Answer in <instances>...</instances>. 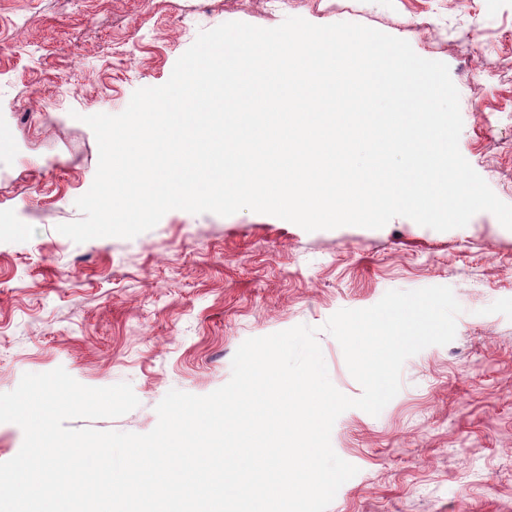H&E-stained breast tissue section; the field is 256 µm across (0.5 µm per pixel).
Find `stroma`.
I'll list each match as a JSON object with an SVG mask.
<instances>
[{
    "label": "stroma",
    "mask_w": 512,
    "mask_h": 512,
    "mask_svg": "<svg viewBox=\"0 0 512 512\" xmlns=\"http://www.w3.org/2000/svg\"><path fill=\"white\" fill-rule=\"evenodd\" d=\"M289 16L365 25L447 64L459 150L512 204V0H0V393L58 367L89 387L127 382L137 408L69 426L144 434L169 390L209 394L246 339L304 324L356 398L329 317L447 286L454 340L408 358L379 415L336 420L332 447L358 472L328 512H512V230L492 213L445 232L401 216L308 232L250 210H172L131 239L57 230L80 219L98 165L83 116L166 83L200 31Z\"/></svg>",
    "instance_id": "1"
}]
</instances>
